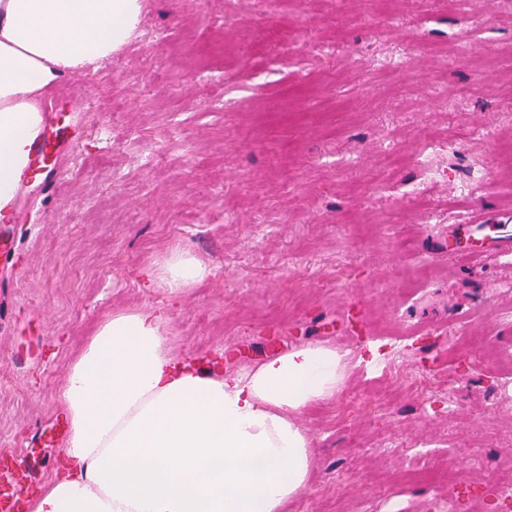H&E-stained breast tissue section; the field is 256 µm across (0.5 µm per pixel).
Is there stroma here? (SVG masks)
Instances as JSON below:
<instances>
[{
  "instance_id": "obj_1",
  "label": "stroma",
  "mask_w": 512,
  "mask_h": 512,
  "mask_svg": "<svg viewBox=\"0 0 512 512\" xmlns=\"http://www.w3.org/2000/svg\"><path fill=\"white\" fill-rule=\"evenodd\" d=\"M56 89L32 220L0 238V456L31 492L59 472L60 390L86 336L152 306L200 367L346 354L336 396L300 416L314 467L287 512H382L389 496L403 512H512L489 492L512 479V390L492 398L495 368L474 365L512 354V263L448 236L512 215L496 174L512 159V0H142L111 60ZM434 141L448 151L425 177ZM135 148L154 163L131 166ZM175 249L210 274L173 297L149 278ZM463 338L470 355L436 365ZM383 361L387 393L368 368ZM364 398L369 415L337 418ZM417 448L457 483L396 481Z\"/></svg>"
}]
</instances>
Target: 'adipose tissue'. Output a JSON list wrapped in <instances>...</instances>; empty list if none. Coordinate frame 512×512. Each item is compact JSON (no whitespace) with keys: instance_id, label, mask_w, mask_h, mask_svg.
<instances>
[{"instance_id":"ef3b65f1","label":"adipose tissue","mask_w":512,"mask_h":512,"mask_svg":"<svg viewBox=\"0 0 512 512\" xmlns=\"http://www.w3.org/2000/svg\"><path fill=\"white\" fill-rule=\"evenodd\" d=\"M141 0H0V223L41 125L40 101L68 73L109 61ZM209 269L171 253V295ZM343 353L308 345L228 374L181 366L162 313H112L88 336L60 396L71 422L64 472L31 512H284L308 485L310 439L296 416L343 385Z\"/></svg>"}]
</instances>
